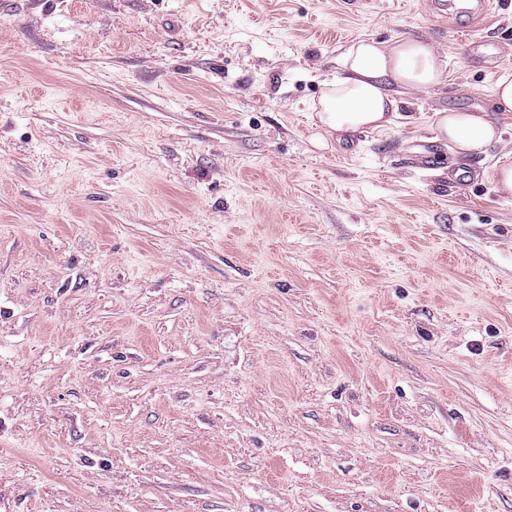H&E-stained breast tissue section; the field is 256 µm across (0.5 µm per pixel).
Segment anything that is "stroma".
Instances as JSON below:
<instances>
[{
    "label": "stroma",
    "mask_w": 512,
    "mask_h": 512,
    "mask_svg": "<svg viewBox=\"0 0 512 512\" xmlns=\"http://www.w3.org/2000/svg\"><path fill=\"white\" fill-rule=\"evenodd\" d=\"M428 0H11L0 13V512H512V195ZM439 85L308 115L353 43ZM434 145L435 168L411 157ZM343 75L336 76L313 107L317 127L327 135L381 129L398 118L391 87L425 89L438 85L444 68L432 47L421 40L388 44L360 40L342 56ZM492 112L435 113L434 132L437 140L452 144L457 156H469L500 138L498 120Z\"/></svg>",
    "instance_id": "1"
}]
</instances>
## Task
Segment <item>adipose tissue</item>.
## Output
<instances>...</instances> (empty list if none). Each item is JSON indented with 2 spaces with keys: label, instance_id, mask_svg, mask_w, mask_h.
<instances>
[{
  "label": "adipose tissue",
  "instance_id": "obj_1",
  "mask_svg": "<svg viewBox=\"0 0 512 512\" xmlns=\"http://www.w3.org/2000/svg\"><path fill=\"white\" fill-rule=\"evenodd\" d=\"M340 65L341 75L328 84L314 107L318 127L329 135L394 124V88H430L443 74L432 47L415 39L388 44L358 41L343 54ZM434 132L437 139L451 143L458 156L482 150L501 135L495 113L484 111L437 113Z\"/></svg>",
  "mask_w": 512,
  "mask_h": 512
}]
</instances>
